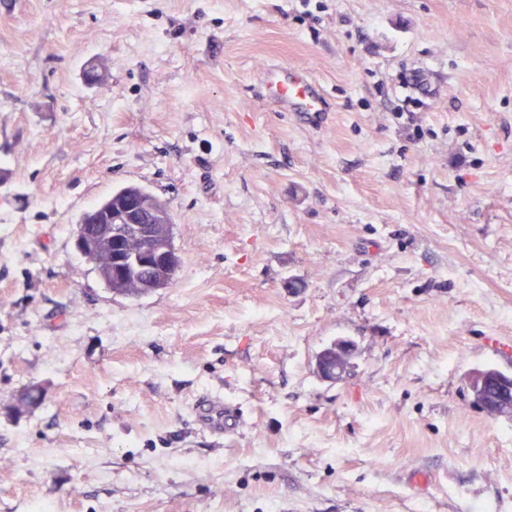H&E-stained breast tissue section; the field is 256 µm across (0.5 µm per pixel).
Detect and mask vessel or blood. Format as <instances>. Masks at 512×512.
I'll use <instances>...</instances> for the list:
<instances>
[{
    "label": "vessel or blood",
    "mask_w": 512,
    "mask_h": 512,
    "mask_svg": "<svg viewBox=\"0 0 512 512\" xmlns=\"http://www.w3.org/2000/svg\"><path fill=\"white\" fill-rule=\"evenodd\" d=\"M263 97L273 100L285 112H295L309 122H317L327 110L322 86L316 83L306 68L270 65L260 72ZM234 410L225 407L218 396L208 397L201 408L199 422L214 433L221 432L225 421L235 420Z\"/></svg>",
    "instance_id": "1"
}]
</instances>
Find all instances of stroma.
Returning <instances> with one entry per match:
<instances>
[{
	"mask_svg": "<svg viewBox=\"0 0 512 512\" xmlns=\"http://www.w3.org/2000/svg\"><path fill=\"white\" fill-rule=\"evenodd\" d=\"M270 63L322 122L263 100ZM126 185L169 206L173 287L76 247ZM495 339L512 0H0V512H512V418L468 388L512 373ZM206 395L243 423L203 430ZM262 97L273 100L283 112H297L315 123L327 112L322 86L303 67L270 65L260 72ZM353 344L339 341L319 353L316 359L317 372L325 380L337 381L346 373Z\"/></svg>",
	"mask_w": 512,
	"mask_h": 512,
	"instance_id": "1",
	"label": "stroma"
}]
</instances>
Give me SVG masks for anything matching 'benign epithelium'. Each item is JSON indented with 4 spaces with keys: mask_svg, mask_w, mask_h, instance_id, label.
<instances>
[{
    "mask_svg": "<svg viewBox=\"0 0 512 512\" xmlns=\"http://www.w3.org/2000/svg\"><path fill=\"white\" fill-rule=\"evenodd\" d=\"M85 221L96 224H108L107 236L103 239L105 248L112 251V267L107 278L130 276L132 269L153 263H163L169 267L178 265V256L169 245L160 242L161 233L158 226L150 223L148 214L137 200H132L120 208L112 207L108 202L97 207L96 219L85 213ZM353 344L339 341L319 353L316 359L317 372L325 380L337 381L346 373ZM493 385L496 390L495 402L490 408L512 418V374H505L498 369H478L469 378V387L473 400L480 406L486 405L485 388ZM43 398L39 389L18 399L12 407V413L21 415L38 405Z\"/></svg>",
    "mask_w": 512,
    "mask_h": 512,
    "instance_id": "1",
    "label": "benign epithelium"
}]
</instances>
